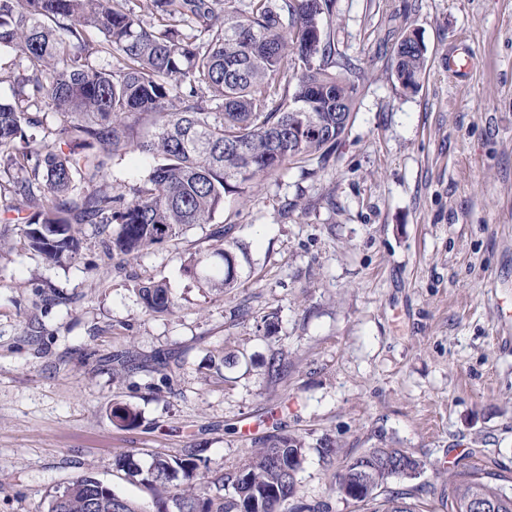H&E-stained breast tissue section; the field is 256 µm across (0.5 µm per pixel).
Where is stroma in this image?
Segmentation results:
<instances>
[{"mask_svg":"<svg viewBox=\"0 0 512 512\" xmlns=\"http://www.w3.org/2000/svg\"><path fill=\"white\" fill-rule=\"evenodd\" d=\"M331 30L360 70L345 135L325 164L227 196L213 224L136 259L86 224L50 263L20 244L26 203L0 194V512H44L84 475L155 512L118 459L197 448L213 479L274 434L303 440L299 494L329 512H360L331 485L375 447L426 461L424 512H447L462 467L512 477V0H333ZM414 30L428 66L406 93L393 51ZM462 42L472 65L449 75ZM147 173L132 144L103 184ZM225 224L237 283L207 288L184 264ZM144 283L174 309L147 311ZM116 403L135 426L113 425Z\"/></svg>","mask_w":512,"mask_h":512,"instance_id":"obj_1","label":"stroma"}]
</instances>
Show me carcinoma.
<instances>
[{
    "label": "carcinoma",
    "mask_w": 512,
    "mask_h": 512,
    "mask_svg": "<svg viewBox=\"0 0 512 512\" xmlns=\"http://www.w3.org/2000/svg\"><path fill=\"white\" fill-rule=\"evenodd\" d=\"M128 0H0V46L28 62L13 78L14 100L0 101V166L15 172L11 191L34 208L22 228L24 246L49 262L72 257L78 224L112 225L110 253L135 259L150 246L193 225L210 224L229 194H244L288 165L323 163L344 135L356 105L348 75L357 67L336 60L330 28L332 0H149L151 22ZM94 28L102 39L86 38ZM117 57L95 66L91 57ZM395 80L413 92L427 68L424 44L402 39L395 50ZM48 102L58 117L55 139L92 153L22 146L32 115ZM221 111L212 112L210 102ZM149 123L137 143L160 160L128 187L130 199L98 186L106 161L129 142L134 127ZM237 256L223 245L193 257L185 271L209 288H232ZM145 308L174 306L160 284L138 289ZM112 423L131 427L137 413L111 410ZM306 456L301 441L270 435L262 448L217 483L224 493L197 486L201 459L156 457L143 470L122 463L155 493L156 512H328L322 502L299 501L298 473ZM425 463L406 448H370L338 474L335 489H370L352 501L368 506L393 480H414ZM183 478L188 488L174 480ZM504 478L480 467L453 473L448 512L496 506L512 512ZM380 502V501H378ZM46 512H142L93 476H82L49 495ZM370 512H421L403 492H391Z\"/></svg>",
    "instance_id": "1"
}]
</instances>
